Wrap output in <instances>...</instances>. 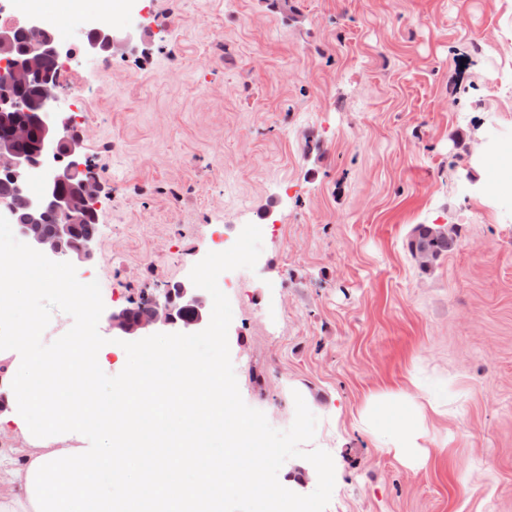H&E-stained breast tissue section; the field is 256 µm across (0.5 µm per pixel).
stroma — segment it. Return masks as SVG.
<instances>
[{"label": "stroma", "instance_id": "1", "mask_svg": "<svg viewBox=\"0 0 512 512\" xmlns=\"http://www.w3.org/2000/svg\"><path fill=\"white\" fill-rule=\"evenodd\" d=\"M71 46L64 100L100 178L97 257L66 269L96 321L188 280L247 224L255 270L220 275L244 402L339 453L326 512H512V0H42ZM97 25L133 34L89 55ZM419 224L459 227L429 272ZM54 337L79 334L35 289ZM419 380L442 409L413 469L353 427Z\"/></svg>", "mask_w": 512, "mask_h": 512}]
</instances>
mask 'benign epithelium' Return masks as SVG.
Here are the masks:
<instances>
[{
	"label": "benign epithelium",
	"mask_w": 512,
	"mask_h": 512,
	"mask_svg": "<svg viewBox=\"0 0 512 512\" xmlns=\"http://www.w3.org/2000/svg\"><path fill=\"white\" fill-rule=\"evenodd\" d=\"M23 28L34 38L19 58L13 57L14 29H0V173L21 180L26 171L39 169L44 184L35 199L23 195V187H18V197L5 207V216L12 219L17 208L23 207L29 223L19 225V231L29 238L34 252L89 265L96 259L95 239L79 236L78 226L97 217L101 182L84 155L82 132L57 118L58 78L42 74L45 57L68 58L73 51L46 37L39 19L27 20ZM31 84L38 85L33 101L26 102L15 94ZM29 139L35 141L32 151L18 149L17 143ZM45 216L55 219L51 231L32 233ZM107 323L116 335L131 338L151 332L186 333L204 327L206 300L191 284L178 282L112 311Z\"/></svg>",
	"instance_id": "obj_1"
}]
</instances>
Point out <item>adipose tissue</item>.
Listing matches in <instances>:
<instances>
[{
  "mask_svg": "<svg viewBox=\"0 0 512 512\" xmlns=\"http://www.w3.org/2000/svg\"><path fill=\"white\" fill-rule=\"evenodd\" d=\"M34 254L0 259V311L22 312L10 335L0 336V433L21 434L23 459L0 450V512H219L227 497L259 496L276 512L291 492L265 482L261 430L238 415L224 383L223 364L199 362L194 342L146 366H128L109 406L92 385L110 354L92 317L86 289L70 292V314L84 329L59 337L44 355L29 353L44 317L28 308L32 269L60 284L61 272L39 267ZM178 368H167L169 358ZM440 406L422 386L369 396L355 419L375 447L409 463L428 458L426 421Z\"/></svg>",
  "mask_w": 512,
  "mask_h": 512,
  "instance_id": "ef3b65f1",
  "label": "adipose tissue"
}]
</instances>
